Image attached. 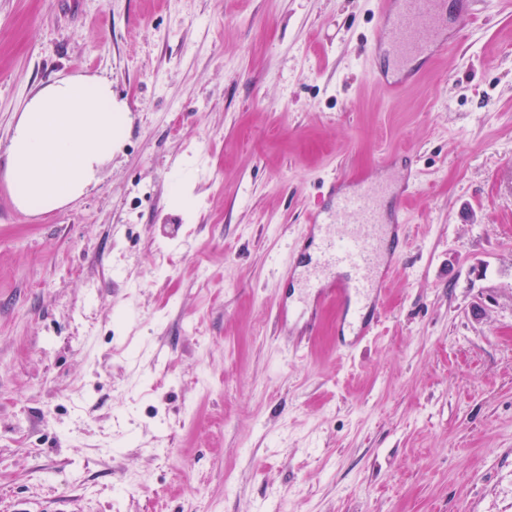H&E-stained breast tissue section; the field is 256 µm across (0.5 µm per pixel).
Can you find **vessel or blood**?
I'll use <instances>...</instances> for the list:
<instances>
[{"mask_svg": "<svg viewBox=\"0 0 512 512\" xmlns=\"http://www.w3.org/2000/svg\"><path fill=\"white\" fill-rule=\"evenodd\" d=\"M479 0L448 15L447 0H378L380 31L368 48L371 56L397 71L395 79L374 72L376 82L392 93L411 84L423 65L462 40L476 17ZM403 202L406 189L392 181L369 176L357 178L353 189L337 191L332 209L311 214L306 233L315 245L310 258L294 255L290 271L299 272L297 302L336 303L338 324L353 321L358 336L371 333L375 323L368 312H381L391 273L399 264L406 243L401 213L385 217L380 202L386 196Z\"/></svg>", "mask_w": 512, "mask_h": 512, "instance_id": "1", "label": "vessel or blood"}]
</instances>
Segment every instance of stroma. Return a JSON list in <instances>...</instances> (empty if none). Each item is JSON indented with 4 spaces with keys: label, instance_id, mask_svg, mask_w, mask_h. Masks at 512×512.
Returning a JSON list of instances; mask_svg holds the SVG:
<instances>
[{
    "label": "stroma",
    "instance_id": "stroma-1",
    "mask_svg": "<svg viewBox=\"0 0 512 512\" xmlns=\"http://www.w3.org/2000/svg\"><path fill=\"white\" fill-rule=\"evenodd\" d=\"M480 9L392 96L376 0H0V185L40 88L127 111L80 197L0 194V512H512V0ZM387 157L405 254L344 351L281 271Z\"/></svg>",
    "mask_w": 512,
    "mask_h": 512
}]
</instances>
